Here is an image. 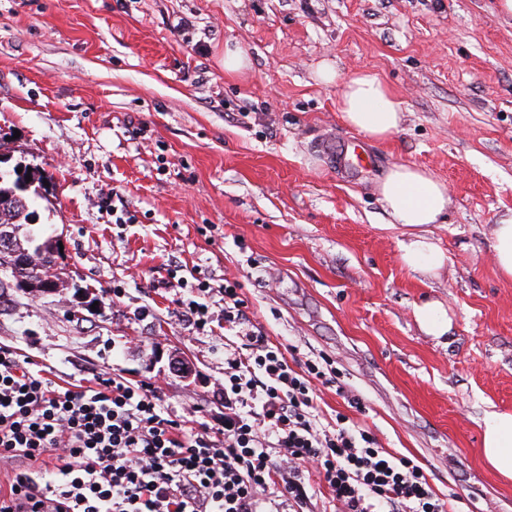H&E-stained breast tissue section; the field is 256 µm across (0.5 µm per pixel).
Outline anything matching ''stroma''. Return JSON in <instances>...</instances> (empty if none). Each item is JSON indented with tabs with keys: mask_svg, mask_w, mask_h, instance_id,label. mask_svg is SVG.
Listing matches in <instances>:
<instances>
[{
	"mask_svg": "<svg viewBox=\"0 0 512 512\" xmlns=\"http://www.w3.org/2000/svg\"><path fill=\"white\" fill-rule=\"evenodd\" d=\"M228 46L245 75H225ZM326 64L377 75L400 130L348 127ZM346 142L371 163H341ZM0 146L48 173L38 210L64 253L53 295L0 271V346L156 383L177 418L220 430L219 299L202 332L163 283L228 276L289 356L330 364L324 417L416 459L450 512H512L482 456L486 412H512V282L491 250L512 220V16L496 0H0ZM396 164L448 186L431 277L403 264L377 194ZM429 300L452 319L438 339L413 315Z\"/></svg>",
	"mask_w": 512,
	"mask_h": 512,
	"instance_id": "35a3bbf8",
	"label": "stroma"
}]
</instances>
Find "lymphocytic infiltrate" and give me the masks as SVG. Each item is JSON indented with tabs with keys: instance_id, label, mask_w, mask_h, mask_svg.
I'll return each mask as SVG.
<instances>
[{
	"instance_id": "f902f5d3",
	"label": "lymphocytic infiltrate",
	"mask_w": 512,
	"mask_h": 512,
	"mask_svg": "<svg viewBox=\"0 0 512 512\" xmlns=\"http://www.w3.org/2000/svg\"><path fill=\"white\" fill-rule=\"evenodd\" d=\"M178 315L196 330L224 303V436L174 418L154 384L116 374L65 385L53 368L0 346V457L28 461L0 485V512H308L309 479L336 512H447L420 465L345 415L320 417L322 364L292 367L250 317L234 279L178 278Z\"/></svg>"
}]
</instances>
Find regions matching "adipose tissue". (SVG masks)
Returning a JSON list of instances; mask_svg holds the SVG:
<instances>
[{
    "instance_id": "adipose-tissue-1",
    "label": "adipose tissue",
    "mask_w": 512,
    "mask_h": 512,
    "mask_svg": "<svg viewBox=\"0 0 512 512\" xmlns=\"http://www.w3.org/2000/svg\"><path fill=\"white\" fill-rule=\"evenodd\" d=\"M339 110L346 124L381 140L398 132L403 121L400 101L374 74L341 80ZM391 226L407 235L401 258L412 271L435 275L445 255L431 240L427 227L440 223L448 211V187L431 171L407 164L393 165L377 185ZM482 452L491 469L512 479V413L492 411L483 420Z\"/></svg>"
}]
</instances>
